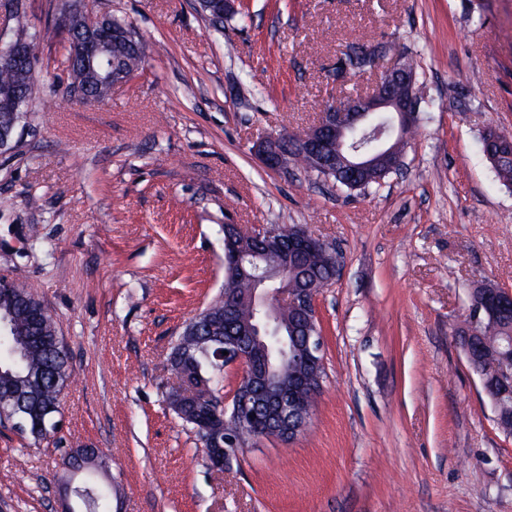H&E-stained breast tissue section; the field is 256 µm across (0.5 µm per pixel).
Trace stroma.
Returning a JSON list of instances; mask_svg holds the SVG:
<instances>
[{"label": "stroma", "instance_id": "1", "mask_svg": "<svg viewBox=\"0 0 512 512\" xmlns=\"http://www.w3.org/2000/svg\"><path fill=\"white\" fill-rule=\"evenodd\" d=\"M30 2L38 63L29 125L0 156V275L58 320L62 436L110 456L74 475L65 447L0 427V512H80L64 489L89 478L112 512H512V436L454 338L471 288L512 289V188L481 152L488 128L512 133V0H243L220 30L198 0H96L147 57L86 106L56 67L58 0ZM352 42L416 71L403 171L351 194L268 171L256 141L373 86L336 84ZM228 223L301 225L340 270L316 300L325 375L306 430L216 470L163 395L175 340L224 284Z\"/></svg>", "mask_w": 512, "mask_h": 512}]
</instances>
